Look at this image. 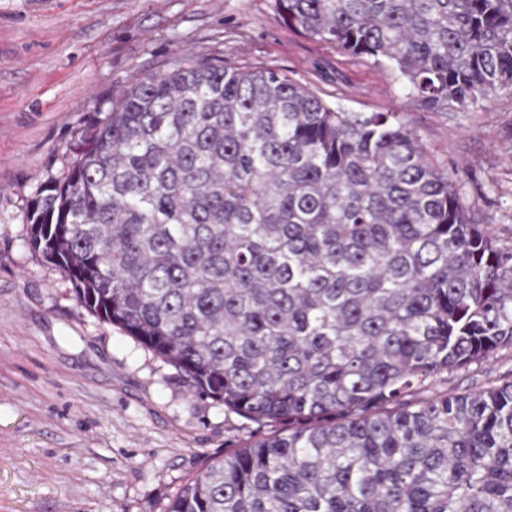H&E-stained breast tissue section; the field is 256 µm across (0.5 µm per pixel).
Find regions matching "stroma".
Returning a JSON list of instances; mask_svg holds the SVG:
<instances>
[{
  "label": "stroma",
  "instance_id": "1",
  "mask_svg": "<svg viewBox=\"0 0 512 512\" xmlns=\"http://www.w3.org/2000/svg\"><path fill=\"white\" fill-rule=\"evenodd\" d=\"M275 69L346 112H401L512 244V92L464 112L409 100L384 65L290 27L276 0H0V512H164L216 456L275 432L80 306L28 245L27 215L80 136L176 56ZM512 377V351L439 375L417 397Z\"/></svg>",
  "mask_w": 512,
  "mask_h": 512
}]
</instances>
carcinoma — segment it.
<instances>
[{"instance_id":"obj_1","label":"carcinoma","mask_w":512,"mask_h":512,"mask_svg":"<svg viewBox=\"0 0 512 512\" xmlns=\"http://www.w3.org/2000/svg\"><path fill=\"white\" fill-rule=\"evenodd\" d=\"M276 4L424 108L512 90V0ZM28 221L94 317L227 410L288 423L165 512H512V381L413 400L512 350V247L401 113L179 58L112 104Z\"/></svg>"}]
</instances>
